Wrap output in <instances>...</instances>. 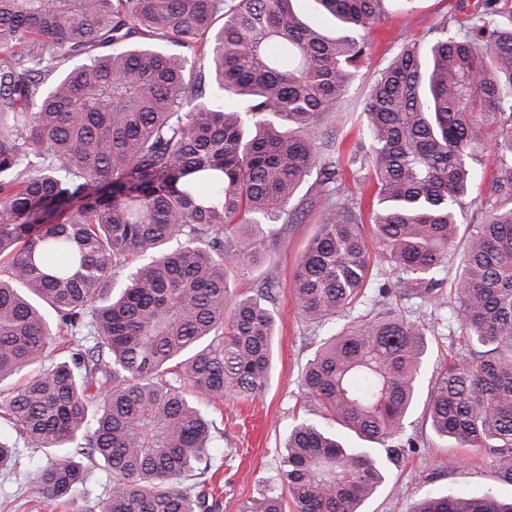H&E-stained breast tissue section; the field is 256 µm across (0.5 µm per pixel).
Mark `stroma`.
Masks as SVG:
<instances>
[{
	"label": "stroma",
	"mask_w": 512,
	"mask_h": 512,
	"mask_svg": "<svg viewBox=\"0 0 512 512\" xmlns=\"http://www.w3.org/2000/svg\"><path fill=\"white\" fill-rule=\"evenodd\" d=\"M460 0H412L407 11L389 10L371 34V58L360 68L348 93L339 99L335 114L326 129L344 141L345 151H363L357 126L369 89L379 70L387 65L406 42L426 45L436 37V25L457 15ZM311 191L301 189L296 200L303 206L302 219L289 224L275 246L269 248L268 261L280 269V285L273 309L279 333L275 343V368L268 387L252 401L224 402V435L214 443L215 455L224 459V492L218 512H240L242 506L258 497L266 480L277 473L279 451L295 421L307 417L302 408L300 372L310 356L300 335L293 275L298 257L307 247L321 219L312 206ZM410 433L420 444L417 452L397 463H387L385 481L375 497L364 505V512H411L429 495H477L486 489L500 499H512V486L500 483L488 459L469 448H448L433 435L423 409L411 417ZM85 500H77L69 510L43 497L33 483H17L0 474V512H83Z\"/></svg>",
	"instance_id": "35a3bbf8"
}]
</instances>
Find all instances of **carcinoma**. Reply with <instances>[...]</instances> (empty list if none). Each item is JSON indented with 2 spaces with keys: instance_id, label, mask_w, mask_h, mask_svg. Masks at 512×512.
Wrapping results in <instances>:
<instances>
[{
  "instance_id": "1",
  "label": "carcinoma",
  "mask_w": 512,
  "mask_h": 512,
  "mask_svg": "<svg viewBox=\"0 0 512 512\" xmlns=\"http://www.w3.org/2000/svg\"><path fill=\"white\" fill-rule=\"evenodd\" d=\"M0 0V425L53 455L31 472L0 434V471L63 504L88 498L82 459L112 486L101 512H214L208 410L269 382L278 266L263 261L312 172L321 224L296 262L314 345L276 478L244 512H362L407 433L435 322L457 313L461 353L431 382L434 434L485 452L512 485V0H477L406 43L364 108L369 147L336 195L341 144L321 126L369 59L391 0ZM185 49L174 54L161 42ZM494 167L464 224L472 163ZM369 216L372 234L363 224ZM405 288L383 273L369 242ZM384 449L381 457L378 449ZM411 512H512L489 489ZM262 267L245 266L230 274V286L235 293H248L257 288L262 280Z\"/></svg>"
}]
</instances>
